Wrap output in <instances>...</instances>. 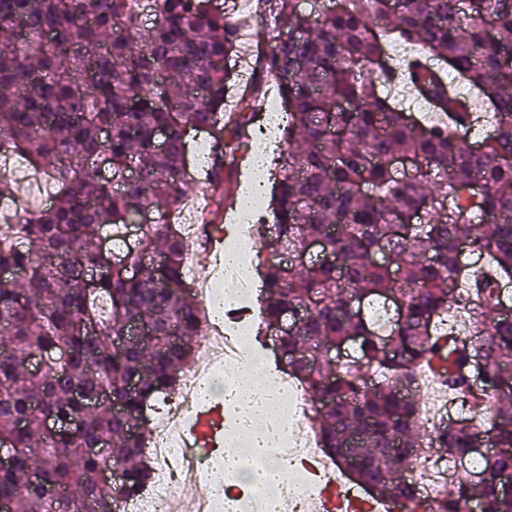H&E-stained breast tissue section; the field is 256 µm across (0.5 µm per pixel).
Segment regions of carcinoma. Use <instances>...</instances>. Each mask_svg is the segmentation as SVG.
<instances>
[{
	"label": "carcinoma",
	"instance_id": "1",
	"mask_svg": "<svg viewBox=\"0 0 512 512\" xmlns=\"http://www.w3.org/2000/svg\"><path fill=\"white\" fill-rule=\"evenodd\" d=\"M301 2L256 0L252 90L228 111L240 24L218 0H0V154L43 171L50 188L49 206L0 226V269L24 270L27 284H0V340L10 346L0 358V446L17 449L13 468L0 470V500L11 512L32 502L42 512H120L150 483L147 412L175 392L204 332L173 224L195 186L187 136L220 127L204 163L215 224L269 82L284 106L288 152L255 224L270 256L255 337L285 310H302L277 355L311 398L320 447L341 468L344 450L359 457L348 475L371 497L418 507L405 472L432 432L463 470L424 512H468L472 502L512 512V484L501 480L512 476V312L495 313L501 285L512 284V0H337L331 12ZM148 16L155 25L146 30ZM284 29L297 36L282 39ZM394 40L417 48L402 79L430 117L379 90ZM450 74L494 120L476 146L456 136L476 116ZM404 161L412 173L399 169ZM143 213L152 222L138 225L137 244L118 259L138 275L94 279L112 255L93 239L120 236ZM312 241L321 243L314 261ZM465 242L486 254L481 265L459 260ZM146 252L164 258L162 271L143 262ZM396 294L403 308L383 329L371 305ZM462 314L475 331L458 342L444 322ZM139 322L152 334L117 352L115 341ZM346 344L353 353L335 363L305 362ZM33 356L37 374L26 366ZM423 367L491 422L498 451L479 470L467 467L481 434L473 420L422 424ZM75 388L103 402L87 409ZM101 441L107 454L88 451ZM110 466L126 481L106 488L99 477ZM36 471L64 499L48 502Z\"/></svg>",
	"mask_w": 512,
	"mask_h": 512
}]
</instances>
